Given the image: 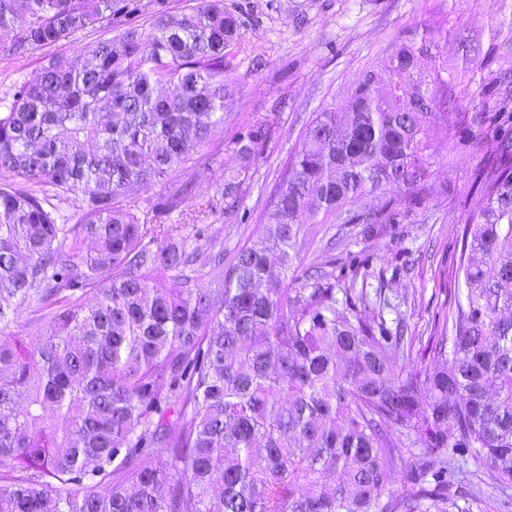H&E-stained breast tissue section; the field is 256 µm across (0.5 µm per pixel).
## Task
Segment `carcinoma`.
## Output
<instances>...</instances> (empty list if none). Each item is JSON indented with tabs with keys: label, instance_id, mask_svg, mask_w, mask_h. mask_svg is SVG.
Wrapping results in <instances>:
<instances>
[{
	"label": "carcinoma",
	"instance_id": "cac0c4a2",
	"mask_svg": "<svg viewBox=\"0 0 512 512\" xmlns=\"http://www.w3.org/2000/svg\"><path fill=\"white\" fill-rule=\"evenodd\" d=\"M137 10L0 0V54ZM240 35L224 0L160 9L77 65L49 59L0 109V512H471L470 457L512 488V85L491 107L442 111L456 84L448 30L415 26L309 122L255 239L205 284L224 244L158 219L190 184L150 215L135 191L190 162L193 179L223 168L219 191L236 197L242 169L207 147ZM457 119L489 147L471 176L460 297L430 366L404 372V337L363 313L353 285L294 287L303 216L410 212L441 152L457 151ZM260 139L251 130L231 150L247 160ZM394 186L381 208H350ZM30 326L46 327L33 347Z\"/></svg>",
	"mask_w": 512,
	"mask_h": 512
}]
</instances>
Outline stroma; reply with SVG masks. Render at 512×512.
I'll return each instance as SVG.
<instances>
[{
	"label": "stroma",
	"mask_w": 512,
	"mask_h": 512,
	"mask_svg": "<svg viewBox=\"0 0 512 512\" xmlns=\"http://www.w3.org/2000/svg\"><path fill=\"white\" fill-rule=\"evenodd\" d=\"M224 8L241 21L226 72L236 103L225 110L210 150L226 166L248 170L234 208H217L208 219L220 232L228 262L255 235L313 113L340 103L347 88L382 59L407 27L447 28L449 69L475 71L485 95H492L498 69H512V0H224ZM110 36L106 29H87L71 42L0 55V98L11 97L16 84L48 59L78 61ZM259 125L265 135L257 153L240 161L227 149L230 140ZM448 132L463 149L432 167L433 197L394 224L309 225V244L298 269L302 284L320 270L365 290L367 313L381 317L387 328L403 327L412 338L409 365L414 369L429 366L424 350L454 301L462 208L470 197L471 170L485 151L476 130L454 124ZM186 181L190 199L165 217L169 224L184 223L198 201L216 196L215 180L194 181L189 171H177L138 190L140 210L151 209Z\"/></svg>",
	"instance_id": "stroma-1"
}]
</instances>
